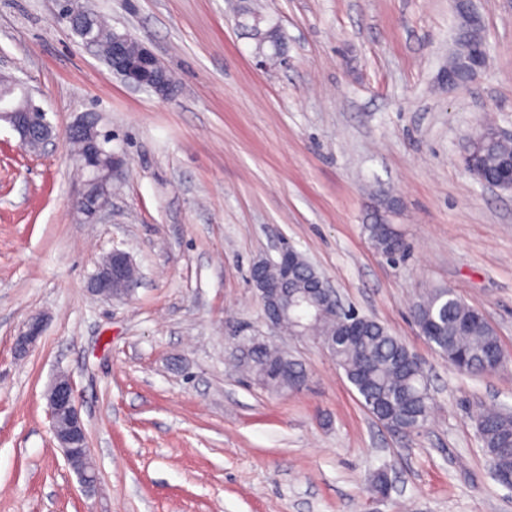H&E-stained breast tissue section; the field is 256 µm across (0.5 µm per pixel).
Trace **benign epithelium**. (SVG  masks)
<instances>
[{
	"label": "benign epithelium",
	"mask_w": 512,
	"mask_h": 512,
	"mask_svg": "<svg viewBox=\"0 0 512 512\" xmlns=\"http://www.w3.org/2000/svg\"><path fill=\"white\" fill-rule=\"evenodd\" d=\"M238 26L251 27L252 34L261 35L267 26L265 18L254 14H238ZM73 32L77 33L85 26L87 15L84 9L71 6L65 14ZM134 37L127 33L112 31V41L108 47L111 68L117 72L120 79L135 91L145 90L154 93L162 99L171 96V89L166 78L167 68L159 57L142 41H137L138 59L141 72L133 73L128 67L127 45ZM255 65L261 69L279 65L288 66V55L280 49L254 52ZM465 62L470 70V82H475L484 72L488 64V45L486 41L471 43L465 50ZM11 89L19 92V97L12 103H1L0 121L9 123L18 134L23 146L37 144V149L47 151L53 144V127L47 118V112L41 107L31 111L34 103L33 93L26 82L16 76L0 78ZM68 137L81 146L77 152V161L82 171L86 173L84 187L75 199L76 208L83 214L96 215L104 211L109 203L112 191V179L123 168V158L107 149L111 135L98 129V119L89 115L81 118L69 129ZM512 138V131L505 132L496 127H480L467 142L463 155V164L471 175L478 172V155L476 146L488 139ZM293 254L290 248L280 251L277 263L285 276L274 283H265L260 289L259 298L267 297L277 300L288 287V262ZM133 268L130 256L123 250L114 249L100 264L97 272L90 280V290L103 298H123L130 294L133 282L128 278ZM43 321L34 318L28 321L16 337L15 346L25 350L33 345L41 336ZM48 417L51 431L62 451L67 465L77 475L83 491L90 495L98 484V474L92 461L89 436L82 420L75 395L72 380L65 373L58 374L46 393Z\"/></svg>",
	"instance_id": "benign-epithelium-1"
}]
</instances>
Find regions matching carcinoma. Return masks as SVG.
<instances>
[{
	"mask_svg": "<svg viewBox=\"0 0 512 512\" xmlns=\"http://www.w3.org/2000/svg\"><path fill=\"white\" fill-rule=\"evenodd\" d=\"M85 35L107 47L112 28L103 16L89 11ZM512 158V139L486 143L480 151L482 176L495 178L503 162ZM394 206L391 199L379 200L374 223L367 225L374 248L396 261L404 257L408 244L388 224L385 213ZM314 279L304 265L296 266L295 296L307 297ZM311 316L305 335L319 337L336 365L362 399L367 411L387 428L411 433L424 428L433 413L435 400L424 370L400 337L377 320L360 314L331 313L310 302ZM419 332L434 344L456 370L467 374H490L512 365L502 351L496 333L482 312L461 300L452 288L429 290L412 308ZM230 357L237 371L272 393L301 387L307 371L288 351L264 344L253 336L238 339ZM476 432L494 476L512 475V414L487 410L475 418Z\"/></svg>",
	"mask_w": 512,
	"mask_h": 512,
	"instance_id": "carcinoma-1",
	"label": "carcinoma"
}]
</instances>
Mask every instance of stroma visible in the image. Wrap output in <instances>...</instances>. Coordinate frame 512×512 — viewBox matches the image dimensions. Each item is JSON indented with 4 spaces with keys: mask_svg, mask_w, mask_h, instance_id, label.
I'll return each instance as SVG.
<instances>
[{
    "mask_svg": "<svg viewBox=\"0 0 512 512\" xmlns=\"http://www.w3.org/2000/svg\"><path fill=\"white\" fill-rule=\"evenodd\" d=\"M260 2L288 65L258 69L237 9ZM143 40L173 95L136 92L60 18V0H0V71L54 127L45 154L0 125V512H512L473 412L512 407V370L452 369L413 302L450 287L512 357V193L461 155L483 115L512 130V0H471L489 62L442 78L455 0H75ZM96 113L125 162L103 213L74 207L83 177L67 132ZM409 245L387 262L367 224L380 194ZM302 253L345 306L401 336L437 408L407 435L373 418L331 356L280 338L300 389L268 392L228 358L233 331L266 332L251 265ZM140 279L124 299L87 286L113 249ZM43 333L25 354L32 317ZM67 373L99 484L86 497L56 446L46 390ZM386 470L388 497L367 479Z\"/></svg>",
    "mask_w": 512,
    "mask_h": 512,
    "instance_id": "1",
    "label": "stroma"
}]
</instances>
